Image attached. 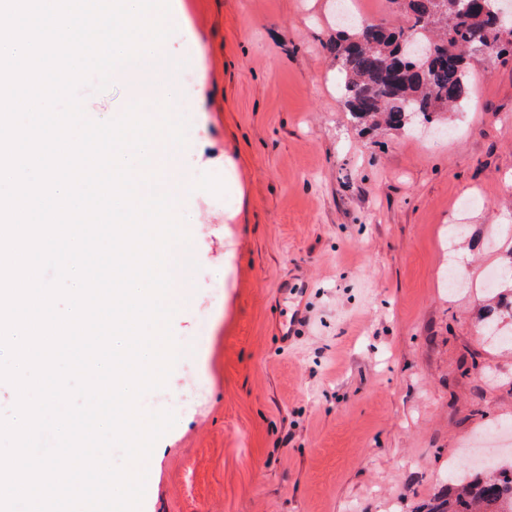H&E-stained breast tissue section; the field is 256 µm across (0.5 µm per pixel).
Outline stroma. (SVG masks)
<instances>
[{"label": "stroma", "mask_w": 512, "mask_h": 512, "mask_svg": "<svg viewBox=\"0 0 512 512\" xmlns=\"http://www.w3.org/2000/svg\"><path fill=\"white\" fill-rule=\"evenodd\" d=\"M191 135L188 347L148 411L141 512H411L512 429V344L477 311L512 249V60H471L447 135L361 132L333 0H170ZM303 320L289 340V306Z\"/></svg>", "instance_id": "stroma-1"}]
</instances>
